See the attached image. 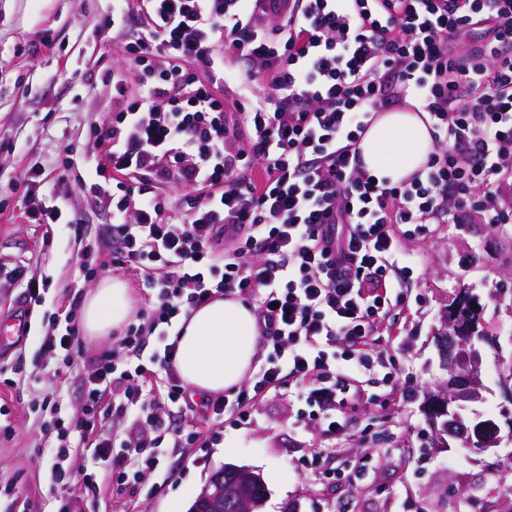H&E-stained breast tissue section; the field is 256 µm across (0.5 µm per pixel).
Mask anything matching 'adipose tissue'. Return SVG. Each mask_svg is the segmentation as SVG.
I'll return each mask as SVG.
<instances>
[{
  "label": "adipose tissue",
  "instance_id": "1",
  "mask_svg": "<svg viewBox=\"0 0 512 512\" xmlns=\"http://www.w3.org/2000/svg\"><path fill=\"white\" fill-rule=\"evenodd\" d=\"M433 150L428 126L411 110L378 115L360 143L366 171L392 184L418 173ZM129 313L122 281L103 282L83 306L88 335L108 336ZM260 333L252 311L232 298H220L195 310L176 336L175 367L200 393H219L239 385L258 351Z\"/></svg>",
  "mask_w": 512,
  "mask_h": 512
}]
</instances>
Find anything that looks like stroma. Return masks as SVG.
Instances as JSON below:
<instances>
[{
  "instance_id": "stroma-1",
  "label": "stroma",
  "mask_w": 512,
  "mask_h": 512,
  "mask_svg": "<svg viewBox=\"0 0 512 512\" xmlns=\"http://www.w3.org/2000/svg\"><path fill=\"white\" fill-rule=\"evenodd\" d=\"M110 6V0H0V182L6 185L0 263L50 277L48 297L59 302L67 300L70 282L85 297L112 278L129 288L136 281L128 269L84 277L72 263L79 243L69 225L41 224L23 199L30 175L39 172L48 179L39 189L47 205L82 212L102 231L112 222L106 203L78 189L80 180L95 177L87 163L95 150L90 130L112 116L109 74L123 71L132 86L139 77L122 40L104 26ZM70 154L82 165L64 169ZM402 246L417 261L412 289L422 299L383 322L381 345L396 354L398 373L388 385L363 376L364 399L345 412V438L332 442L304 425L302 403L273 391L254 399L249 425L226 429L219 445L169 455V478L158 493L119 495L106 481L92 497L74 484L66 492L74 512H173L179 502L188 508L227 466L260 474L266 498L259 512H485L489 497L512 490V444L493 453L457 440L439 447L424 394L447 377L439 347L444 316L466 291L480 306L487 338L478 344L481 398L466 403L462 415L470 423L512 416L503 393L512 367V239L488 224H430L404 236ZM36 348L34 335L13 347L22 373L0 369V400L13 425L11 436L0 437V512L15 501L26 503L27 512L52 508L37 411L43 398L60 397L69 422L82 417L83 367L53 377L36 364ZM317 451L340 461L367 457L371 466L352 485L319 468L293 472Z\"/></svg>"
}]
</instances>
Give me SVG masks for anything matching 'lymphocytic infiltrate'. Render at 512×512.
<instances>
[{
	"instance_id": "obj_1",
	"label": "lymphocytic infiltrate",
	"mask_w": 512,
	"mask_h": 512,
	"mask_svg": "<svg viewBox=\"0 0 512 512\" xmlns=\"http://www.w3.org/2000/svg\"><path fill=\"white\" fill-rule=\"evenodd\" d=\"M140 2L112 0L139 79L113 75L120 109L93 131L97 182L79 186L111 207L112 234L76 263L91 276L111 252L150 302L86 363L83 419L44 441L51 487L90 494L107 477L120 494L164 480L168 449L196 441L168 418L185 399L169 341L181 316L239 295L266 353L246 388L208 400V443L286 382L337 440L361 376L388 380L399 364L375 332L410 302L403 225L512 224V0ZM409 96L434 149L416 175L377 184L361 134ZM76 308L56 306L40 338L66 369L82 345ZM79 448L89 458L75 469Z\"/></svg>"
}]
</instances>
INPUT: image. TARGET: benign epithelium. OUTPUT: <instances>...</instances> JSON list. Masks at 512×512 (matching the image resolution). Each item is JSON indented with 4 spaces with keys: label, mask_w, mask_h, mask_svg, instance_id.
Returning a JSON list of instances; mask_svg holds the SVG:
<instances>
[{
    "label": "benign epithelium",
    "mask_w": 512,
    "mask_h": 512,
    "mask_svg": "<svg viewBox=\"0 0 512 512\" xmlns=\"http://www.w3.org/2000/svg\"><path fill=\"white\" fill-rule=\"evenodd\" d=\"M448 326L452 336L451 363L448 365V382L438 387V391L428 394V404L433 419H442L438 432L441 445L447 446L445 437L461 438L468 430H460L458 409L464 402L481 399L479 368L481 356L475 347V333L481 330V320L471 305L468 295H463L457 306L448 314ZM479 445L484 449L497 448L503 438L512 441V420L505 419L498 424L493 420L481 423L475 431ZM224 496V481L220 476L210 478L200 494L199 501L205 502Z\"/></svg>",
    "instance_id": "obj_1"
}]
</instances>
